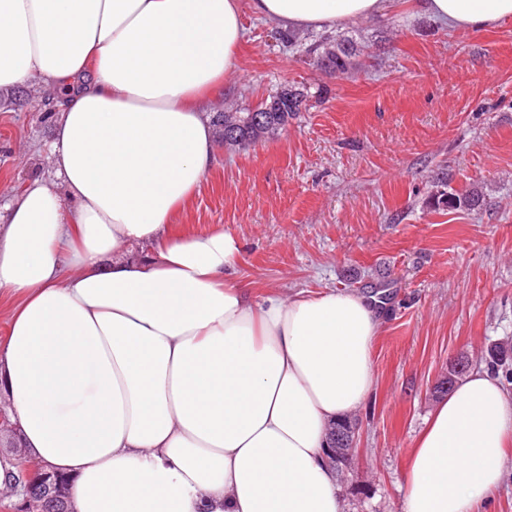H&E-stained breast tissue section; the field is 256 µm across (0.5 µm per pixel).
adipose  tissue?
<instances>
[{
	"label": "adipose tissue",
	"mask_w": 512,
	"mask_h": 512,
	"mask_svg": "<svg viewBox=\"0 0 512 512\" xmlns=\"http://www.w3.org/2000/svg\"><path fill=\"white\" fill-rule=\"evenodd\" d=\"M388 0H0V93L63 96L51 176L0 206V402L77 512H344L326 428L365 402L378 311L355 293L255 298L233 235L173 214L215 163L209 104L241 15L330 30ZM459 31L512 0H419ZM512 390L475 369L415 439L405 512H479Z\"/></svg>",
	"instance_id": "ef3b65f1"
}]
</instances>
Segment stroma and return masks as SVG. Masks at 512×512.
I'll use <instances>...</instances> for the list:
<instances>
[{
	"label": "stroma",
	"mask_w": 512,
	"mask_h": 512,
	"mask_svg": "<svg viewBox=\"0 0 512 512\" xmlns=\"http://www.w3.org/2000/svg\"><path fill=\"white\" fill-rule=\"evenodd\" d=\"M239 67L211 112L288 87L306 108L280 135L218 150L173 218L176 231L240 239L235 277L256 297L331 289L383 295L374 390L356 412L359 468L347 512H403L408 452L458 357L485 366L512 340V18L456 32L393 0L340 27L362 48L336 78L243 10ZM59 94L40 81L0 94V198L51 172L46 145ZM484 204L451 209L446 192Z\"/></svg>",
	"instance_id": "1"
}]
</instances>
